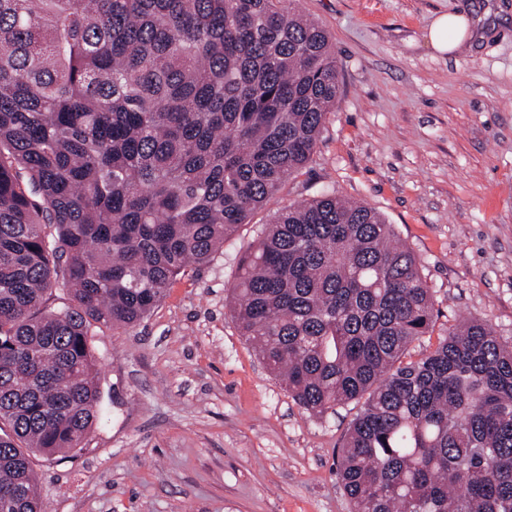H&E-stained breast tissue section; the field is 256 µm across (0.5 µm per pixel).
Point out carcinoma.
Masks as SVG:
<instances>
[{
	"label": "carcinoma",
	"instance_id": "carcinoma-1",
	"mask_svg": "<svg viewBox=\"0 0 512 512\" xmlns=\"http://www.w3.org/2000/svg\"><path fill=\"white\" fill-rule=\"evenodd\" d=\"M295 0H0V512H42L32 457L84 448L94 328L147 318L313 156L327 30ZM240 335L315 416L351 403L353 512H512V343L435 305L373 207L281 209L230 288Z\"/></svg>",
	"mask_w": 512,
	"mask_h": 512
}]
</instances>
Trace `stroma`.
<instances>
[{"label":"stroma","instance_id":"35a3bbf8","mask_svg":"<svg viewBox=\"0 0 512 512\" xmlns=\"http://www.w3.org/2000/svg\"><path fill=\"white\" fill-rule=\"evenodd\" d=\"M330 34L340 98L312 159L132 327L95 328L99 417L81 451L36 457L45 512H352L336 453L358 411L314 416L231 317L241 257L282 207L364 202L416 254L437 310L410 348L476 317L512 341V0H297ZM484 38L433 50L441 15Z\"/></svg>","mask_w":512,"mask_h":512}]
</instances>
